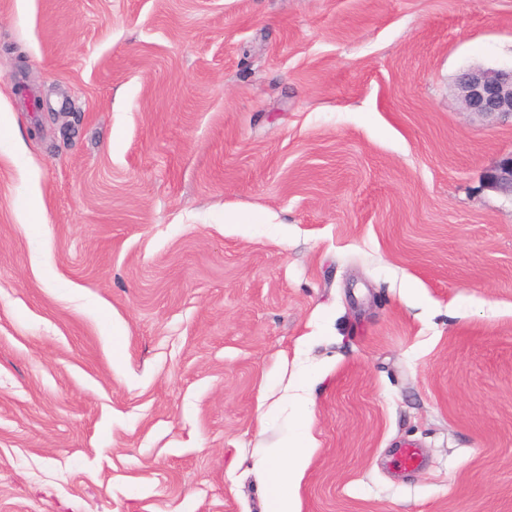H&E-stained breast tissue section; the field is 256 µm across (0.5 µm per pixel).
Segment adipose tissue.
Instances as JSON below:
<instances>
[{"label": "adipose tissue", "mask_w": 512, "mask_h": 512, "mask_svg": "<svg viewBox=\"0 0 512 512\" xmlns=\"http://www.w3.org/2000/svg\"><path fill=\"white\" fill-rule=\"evenodd\" d=\"M304 464V445L300 439H289L272 450L268 464V512H295L292 485Z\"/></svg>", "instance_id": "1"}]
</instances>
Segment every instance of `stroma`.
Instances as JSON below:
<instances>
[{
    "label": "stroma",
    "mask_w": 512,
    "mask_h": 512,
    "mask_svg": "<svg viewBox=\"0 0 512 512\" xmlns=\"http://www.w3.org/2000/svg\"><path fill=\"white\" fill-rule=\"evenodd\" d=\"M477 65L512 0H0V512H266L303 431L297 512H512ZM306 448L297 438L282 442L274 448L268 464L267 498L269 512H295L292 485L305 464ZM288 458V466L281 465L280 459Z\"/></svg>",
    "instance_id": "35a3bbf8"
}]
</instances>
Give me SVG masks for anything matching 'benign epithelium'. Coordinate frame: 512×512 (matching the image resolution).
Returning a JSON list of instances; mask_svg holds the SVG:
<instances>
[{"mask_svg":"<svg viewBox=\"0 0 512 512\" xmlns=\"http://www.w3.org/2000/svg\"><path fill=\"white\" fill-rule=\"evenodd\" d=\"M457 88L470 113L482 118H512V69L469 68L459 77ZM485 183L512 200V153L492 163Z\"/></svg>","mask_w":512,"mask_h":512,"instance_id":"obj_1","label":"benign epithelium"}]
</instances>
